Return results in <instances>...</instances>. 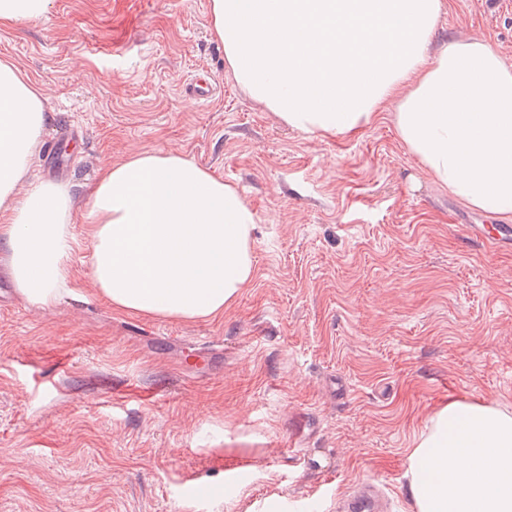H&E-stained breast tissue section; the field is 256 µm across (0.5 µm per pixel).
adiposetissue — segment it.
Listing matches in <instances>:
<instances>
[{"instance_id":"obj_1","label":"adipose tissue","mask_w":512,"mask_h":512,"mask_svg":"<svg viewBox=\"0 0 512 512\" xmlns=\"http://www.w3.org/2000/svg\"><path fill=\"white\" fill-rule=\"evenodd\" d=\"M443 0H209L226 69L288 127L352 136L394 103L400 141L470 207L512 215V67L484 38L431 50ZM49 120L40 87L0 59V258L21 298L74 292V222L113 308L222 315L254 274L256 215L238 190L181 154L106 164L76 209L70 184L27 183ZM411 512H512V411L452 401L408 455Z\"/></svg>"}]
</instances>
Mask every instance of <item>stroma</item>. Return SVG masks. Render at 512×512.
Masks as SVG:
<instances>
[{"label": "stroma", "instance_id": "1", "mask_svg": "<svg viewBox=\"0 0 512 512\" xmlns=\"http://www.w3.org/2000/svg\"><path fill=\"white\" fill-rule=\"evenodd\" d=\"M462 35L512 66V0H445L435 41ZM0 57L50 111L29 181L81 200L102 165L175 151L257 217L254 277L215 318L113 309L78 223L77 296L38 307L0 273V512H337L361 480L409 512L437 409L512 410V247L457 221L502 218L435 184L393 104L351 137L288 128L228 74L208 0H51ZM200 69L207 103L182 90Z\"/></svg>", "mask_w": 512, "mask_h": 512}]
</instances>
